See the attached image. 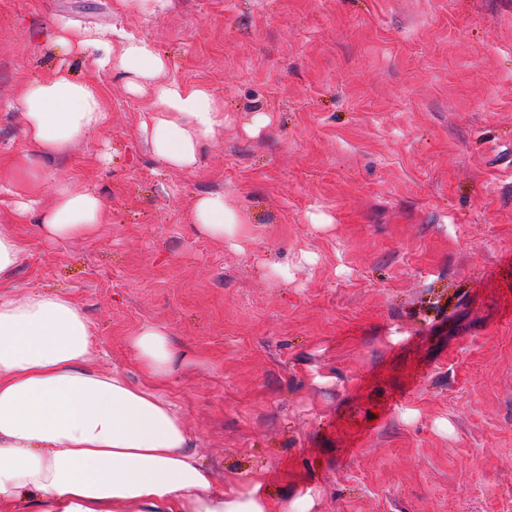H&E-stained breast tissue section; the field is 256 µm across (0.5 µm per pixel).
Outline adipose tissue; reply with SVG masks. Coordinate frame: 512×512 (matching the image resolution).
<instances>
[{
  "label": "adipose tissue",
  "mask_w": 512,
  "mask_h": 512,
  "mask_svg": "<svg viewBox=\"0 0 512 512\" xmlns=\"http://www.w3.org/2000/svg\"><path fill=\"white\" fill-rule=\"evenodd\" d=\"M38 37L84 68L121 71L150 101L142 129L154 154L172 168L197 166L224 110L204 88L162 79L165 62L153 43L121 29L106 38L72 22ZM10 106L24 114L28 148L47 161L102 124L106 94L60 66L24 84ZM104 212L98 193L62 185L48 211L36 213L32 200L20 198L0 222V512H270L261 482L234 494L213 483L170 401L93 366L92 323L74 297L15 294L24 253L15 225L35 215L43 238L90 240ZM189 221L223 242L242 236L238 208L221 193L199 196ZM128 343L155 381L187 357L156 324L142 325Z\"/></svg>",
  "instance_id": "adipose-tissue-1"
}]
</instances>
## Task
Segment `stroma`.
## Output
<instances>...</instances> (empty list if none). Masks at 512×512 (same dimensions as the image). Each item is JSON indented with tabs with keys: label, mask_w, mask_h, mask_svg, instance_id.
Masks as SVG:
<instances>
[{
	"label": "stroma",
	"mask_w": 512,
	"mask_h": 512,
	"mask_svg": "<svg viewBox=\"0 0 512 512\" xmlns=\"http://www.w3.org/2000/svg\"><path fill=\"white\" fill-rule=\"evenodd\" d=\"M62 20L146 37L221 102L195 169L154 155L122 72L78 66L103 124L22 176L2 103L69 64L35 38ZM58 183L104 197L100 233L16 225L21 289L72 295L136 383L128 337L165 327L190 359L154 389L225 493L512 512V0H0V185L45 211ZM212 192L238 245L187 220Z\"/></svg>",
	"instance_id": "35a3bbf8"
}]
</instances>
